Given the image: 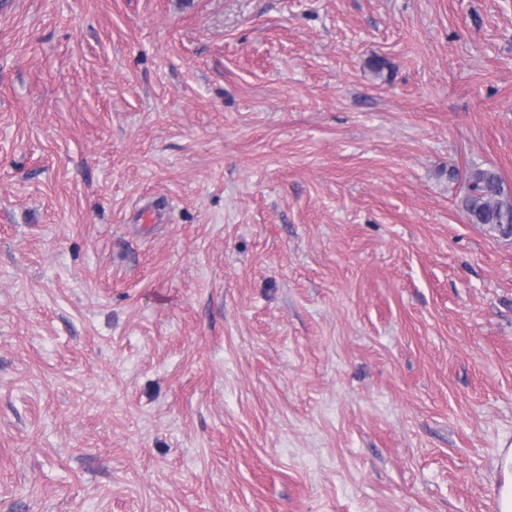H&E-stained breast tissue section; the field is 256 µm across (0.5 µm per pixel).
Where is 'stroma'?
<instances>
[{
	"label": "stroma",
	"instance_id": "35a3bbf8",
	"mask_svg": "<svg viewBox=\"0 0 512 512\" xmlns=\"http://www.w3.org/2000/svg\"><path fill=\"white\" fill-rule=\"evenodd\" d=\"M473 167L512 0H0V512H498Z\"/></svg>",
	"mask_w": 512,
	"mask_h": 512
}]
</instances>
